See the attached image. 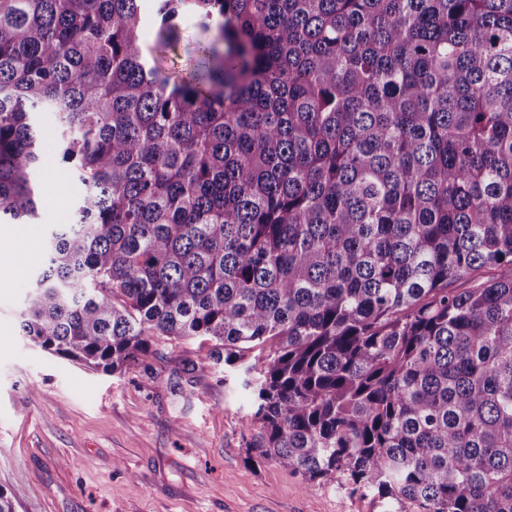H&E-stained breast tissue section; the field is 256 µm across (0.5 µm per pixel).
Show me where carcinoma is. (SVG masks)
Masks as SVG:
<instances>
[{
  "label": "carcinoma",
  "instance_id": "cac0c4a2",
  "mask_svg": "<svg viewBox=\"0 0 512 512\" xmlns=\"http://www.w3.org/2000/svg\"><path fill=\"white\" fill-rule=\"evenodd\" d=\"M186 14L211 37L175 78L140 32ZM42 112L81 193L23 335L112 374L202 337L259 458L397 512H512V0H0L20 224Z\"/></svg>",
  "mask_w": 512,
  "mask_h": 512
}]
</instances>
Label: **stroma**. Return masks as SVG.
Segmentation results:
<instances>
[{"label": "stroma", "mask_w": 512, "mask_h": 512, "mask_svg": "<svg viewBox=\"0 0 512 512\" xmlns=\"http://www.w3.org/2000/svg\"><path fill=\"white\" fill-rule=\"evenodd\" d=\"M175 46L141 38L158 64L180 72L205 33L177 21ZM48 201L39 240L66 223L79 184L53 139L41 143ZM27 278L0 280V488L15 512H383L370 498L310 483L271 460L251 461V404L211 342L157 339L156 353L115 374L44 351L20 330Z\"/></svg>", "instance_id": "obj_1"}]
</instances>
